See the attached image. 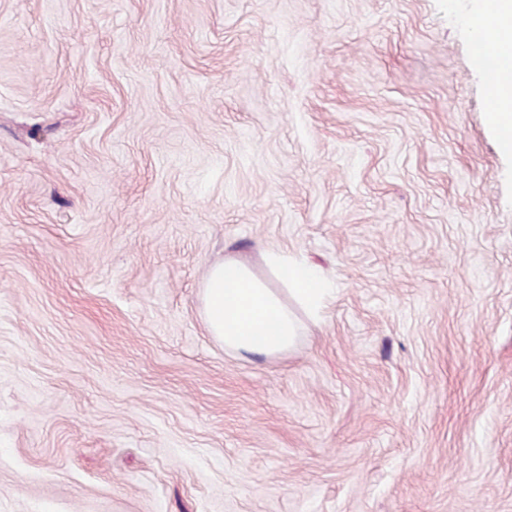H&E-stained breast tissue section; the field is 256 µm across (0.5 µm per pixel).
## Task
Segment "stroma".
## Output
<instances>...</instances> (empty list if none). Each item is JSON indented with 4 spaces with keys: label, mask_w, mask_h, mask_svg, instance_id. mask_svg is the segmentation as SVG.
<instances>
[{
    "label": "stroma",
    "mask_w": 512,
    "mask_h": 512,
    "mask_svg": "<svg viewBox=\"0 0 512 512\" xmlns=\"http://www.w3.org/2000/svg\"><path fill=\"white\" fill-rule=\"evenodd\" d=\"M470 0H0V512H512V155ZM280 249L274 358L200 316ZM264 261L272 274L288 287L290 297L310 316H316L332 289L320 272L288 252L269 249Z\"/></svg>",
    "instance_id": "35a3bbf8"
}]
</instances>
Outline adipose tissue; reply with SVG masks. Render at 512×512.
<instances>
[{
  "mask_svg": "<svg viewBox=\"0 0 512 512\" xmlns=\"http://www.w3.org/2000/svg\"><path fill=\"white\" fill-rule=\"evenodd\" d=\"M469 35L483 37L494 55L512 58V0H476ZM264 261L272 279L258 276L249 261L236 256L212 263L202 284V317L225 349L275 357L301 334L293 305L317 315L331 286L315 267L287 252L268 250ZM282 285L288 298L280 296Z\"/></svg>",
  "mask_w": 512,
  "mask_h": 512,
  "instance_id": "adipose-tissue-1",
  "label": "adipose tissue"
}]
</instances>
